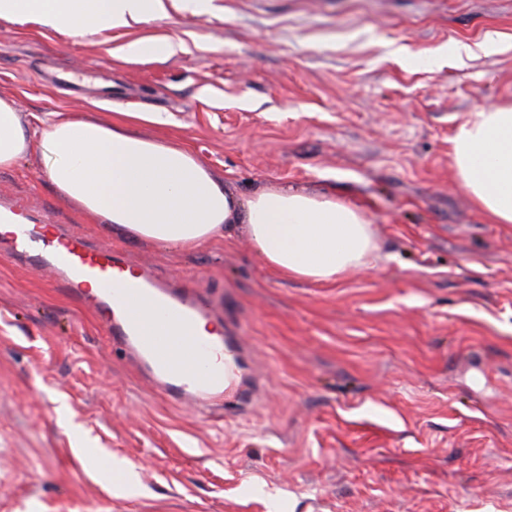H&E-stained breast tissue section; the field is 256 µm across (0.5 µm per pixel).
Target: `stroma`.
<instances>
[{
	"mask_svg": "<svg viewBox=\"0 0 512 512\" xmlns=\"http://www.w3.org/2000/svg\"><path fill=\"white\" fill-rule=\"evenodd\" d=\"M166 2L95 36L0 20V93L24 118L164 113L240 198L358 206L380 261L286 280L243 227L138 241L64 203L41 151L1 170L30 216L217 301L246 358L208 407L174 403L0 236V512H512V224L451 157L470 113L512 100V0ZM163 37L181 50L122 52Z\"/></svg>",
	"mask_w": 512,
	"mask_h": 512,
	"instance_id": "obj_1",
	"label": "stroma"
}]
</instances>
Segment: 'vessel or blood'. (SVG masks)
Returning <instances> with one entry per match:
<instances>
[{
	"label": "vessel or blood",
	"instance_id": "obj_1",
	"mask_svg": "<svg viewBox=\"0 0 512 512\" xmlns=\"http://www.w3.org/2000/svg\"><path fill=\"white\" fill-rule=\"evenodd\" d=\"M0 223L13 227V251L43 254L65 288L74 292L96 285L87 305L107 311L113 340L129 348L172 398L193 401L223 391L224 360L235 357L236 349L223 339L195 335L199 321L216 315L208 301L158 281L145 269L124 275L111 251L60 235L54 222L31 223L13 204L0 202Z\"/></svg>",
	"mask_w": 512,
	"mask_h": 512
}]
</instances>
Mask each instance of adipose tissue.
<instances>
[{
    "mask_svg": "<svg viewBox=\"0 0 512 512\" xmlns=\"http://www.w3.org/2000/svg\"><path fill=\"white\" fill-rule=\"evenodd\" d=\"M164 0H0V19L91 35L164 18ZM138 122L165 124L157 112L109 120L34 112L21 121L0 96V170L33 148L44 176L74 208L127 236L193 249L241 224L264 262L286 278L327 283L376 266L369 218L324 195L271 185L239 200L178 137L149 138ZM454 179L494 224H512V103L471 113L452 139Z\"/></svg>",
    "mask_w": 512,
    "mask_h": 512,
    "instance_id": "adipose-tissue-1",
    "label": "adipose tissue"
}]
</instances>
